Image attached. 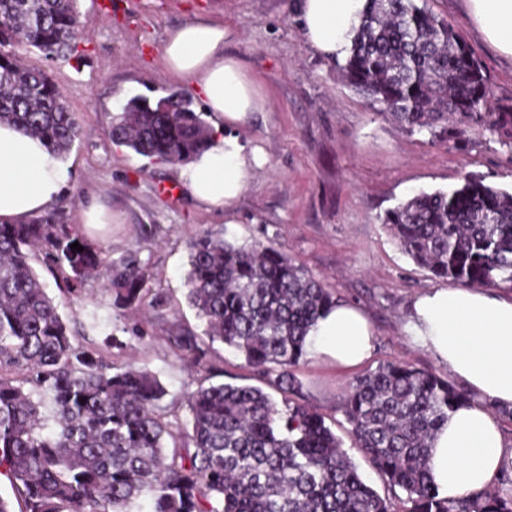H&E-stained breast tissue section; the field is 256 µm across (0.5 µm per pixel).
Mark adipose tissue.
<instances>
[{"label":"adipose tissue","mask_w":512,"mask_h":512,"mask_svg":"<svg viewBox=\"0 0 512 512\" xmlns=\"http://www.w3.org/2000/svg\"><path fill=\"white\" fill-rule=\"evenodd\" d=\"M462 2L485 43L512 60V0ZM367 6V0H294L292 10L317 54L343 59ZM225 35L222 21L194 16L168 31L159 59L163 73L191 87L214 119L206 148L180 167L178 178L201 206L229 215L268 163L261 148L246 146L233 130L269 102L244 63L225 54ZM67 177L40 139L0 124V222L19 224L49 210ZM405 331L471 396L437 433L429 476L451 499L483 490L511 454L497 413L512 410V293L462 285L428 289L413 300ZM372 336L364 311L339 303L318 319L308 354L356 369L372 355Z\"/></svg>","instance_id":"adipose-tissue-1"}]
</instances>
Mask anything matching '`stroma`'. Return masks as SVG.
<instances>
[{
    "label": "stroma",
    "mask_w": 512,
    "mask_h": 512,
    "mask_svg": "<svg viewBox=\"0 0 512 512\" xmlns=\"http://www.w3.org/2000/svg\"><path fill=\"white\" fill-rule=\"evenodd\" d=\"M101 2L79 0L75 55L52 60L33 48L16 50L25 65L49 74L80 126L64 160L68 179L57 201L66 223H75L81 206L98 202L112 222L86 227V236L107 247L114 262L136 253L147 287L168 297L170 318L199 331L204 324L189 307L184 284L190 238L222 225L229 240L280 247L338 301L366 311L375 331L368 368L397 361L440 371L435 358L403 332L414 297L440 281L402 253L383 219L414 194L451 190L468 175L511 190L512 150L487 132L470 135L460 147L439 143L378 114L347 84L337 61L307 44L293 0H117L113 11ZM429 6L447 17L482 63L492 106L512 104V61L489 48L460 0H429ZM205 11L223 21L226 51L244 60L270 102L269 111L237 130L244 142L264 149L268 165L248 184L230 225L179 188L176 165L152 161L112 138V119L131 97L189 94L154 59L171 27ZM161 184L178 187V194H161ZM61 313L80 343L101 345L140 326L148 339H129L124 359L156 374L168 400H181L187 371L165 344L164 325L151 309L118 313L100 293L74 299ZM296 374L305 402L324 415L368 484L384 491L381 477L349 440L340 410L354 372L308 358Z\"/></svg>",
    "instance_id": "35a3bbf8"
}]
</instances>
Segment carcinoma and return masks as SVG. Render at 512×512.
<instances>
[{"label":"carcinoma","mask_w":512,"mask_h":512,"mask_svg":"<svg viewBox=\"0 0 512 512\" xmlns=\"http://www.w3.org/2000/svg\"><path fill=\"white\" fill-rule=\"evenodd\" d=\"M428 0H369L341 69L381 115L435 141L490 132L512 149V105L493 112L481 63ZM78 0H0V123L41 139L63 159L78 137L75 115L41 69L14 48L47 59L72 55ZM184 95L131 99L112 136L170 164L189 161L209 128ZM400 249L433 277L464 286L512 285V191L467 176L451 191L420 192L390 210ZM79 243V252L71 245ZM63 297L106 282L112 308L147 306L167 320L161 291L146 287L137 256L115 264L106 248L53 208L23 224H0V478L20 512H396L367 484L325 418L302 402L294 369L308 335L336 298L283 250L238 244L224 228L191 237L185 286L202 333L172 323L165 342L187 366L190 419L169 421L167 390L150 371L118 367L111 349L76 342L40 281ZM221 342L283 394L215 383ZM471 396L447 378L397 362L358 375L343 401L347 433L402 512H512V492L441 496L429 450L448 413Z\"/></svg>","instance_id":"carcinoma-1"}]
</instances>
